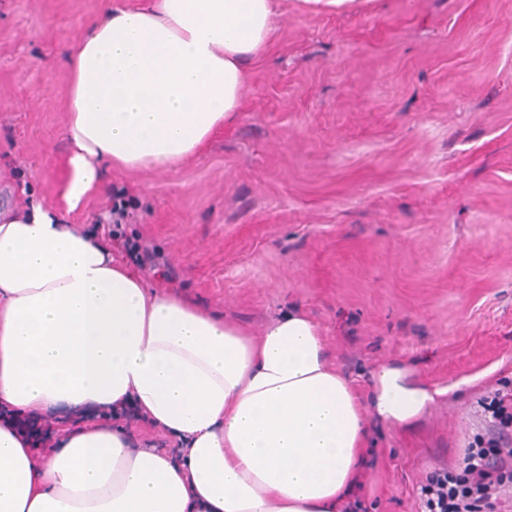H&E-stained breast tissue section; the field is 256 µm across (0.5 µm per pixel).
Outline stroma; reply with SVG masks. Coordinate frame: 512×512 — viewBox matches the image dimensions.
<instances>
[{"instance_id":"35a3bbf8","label":"stroma","mask_w":512,"mask_h":512,"mask_svg":"<svg viewBox=\"0 0 512 512\" xmlns=\"http://www.w3.org/2000/svg\"><path fill=\"white\" fill-rule=\"evenodd\" d=\"M108 0H0V209L40 203L168 258L153 290L260 334L298 308L368 396L398 362L437 395L368 423L357 495L420 512L461 464L487 392L512 393V0H276L232 124L167 171L105 168L70 205L67 54Z\"/></svg>"}]
</instances>
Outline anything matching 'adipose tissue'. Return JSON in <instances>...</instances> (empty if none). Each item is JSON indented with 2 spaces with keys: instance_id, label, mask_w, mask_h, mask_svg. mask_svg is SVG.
I'll return each instance as SVG.
<instances>
[{
  "instance_id": "obj_1",
  "label": "adipose tissue",
  "mask_w": 512,
  "mask_h": 512,
  "mask_svg": "<svg viewBox=\"0 0 512 512\" xmlns=\"http://www.w3.org/2000/svg\"><path fill=\"white\" fill-rule=\"evenodd\" d=\"M273 17L272 0L104 7L66 73L68 198L101 188V163L168 170L233 122ZM433 399L386 363L362 405L306 313L255 336L152 292L43 207L0 218V410L98 413L50 446L0 419V512H336L367 414L405 426ZM121 407L178 451L113 426Z\"/></svg>"
}]
</instances>
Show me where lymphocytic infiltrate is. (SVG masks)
Here are the masks:
<instances>
[{
  "label": "lymphocytic infiltrate",
  "instance_id": "f902f5d3",
  "mask_svg": "<svg viewBox=\"0 0 512 512\" xmlns=\"http://www.w3.org/2000/svg\"><path fill=\"white\" fill-rule=\"evenodd\" d=\"M478 405L495 434H475L461 466L426 474L418 487L422 512H497L500 494L512 490V393H488Z\"/></svg>",
  "mask_w": 512,
  "mask_h": 512
}]
</instances>
